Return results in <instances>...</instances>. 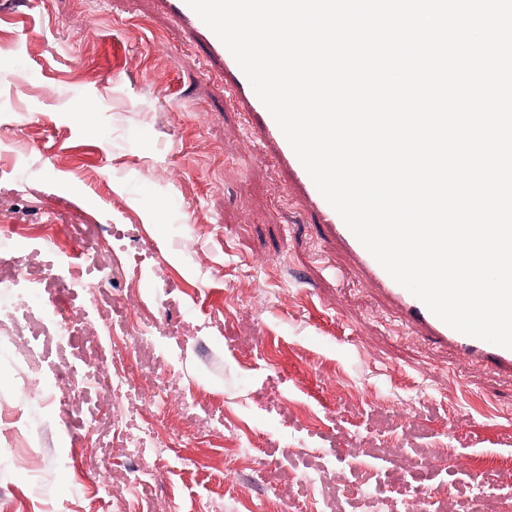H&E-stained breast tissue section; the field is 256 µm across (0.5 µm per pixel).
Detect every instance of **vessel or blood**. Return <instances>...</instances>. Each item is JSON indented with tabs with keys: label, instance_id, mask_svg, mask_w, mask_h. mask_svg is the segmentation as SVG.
I'll return each instance as SVG.
<instances>
[{
	"label": "vessel or blood",
	"instance_id": "vessel-or-blood-1",
	"mask_svg": "<svg viewBox=\"0 0 512 512\" xmlns=\"http://www.w3.org/2000/svg\"><path fill=\"white\" fill-rule=\"evenodd\" d=\"M160 4L165 14L177 23L186 40L205 47L211 64L224 75V89L231 102L245 116L246 134L257 142L262 155L275 160L288 188L299 198L305 212L314 217L322 237L334 243L337 252L347 257L349 268L358 281L374 290L397 312L409 333L428 338L462 362L484 365L495 374H512V349L452 329L387 274L319 193L274 118L223 43L185 0H160Z\"/></svg>",
	"mask_w": 512,
	"mask_h": 512
}]
</instances>
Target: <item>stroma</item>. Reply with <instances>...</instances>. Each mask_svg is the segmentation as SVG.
Returning <instances> with one entry per match:
<instances>
[{"instance_id":"1","label":"stroma","mask_w":512,"mask_h":512,"mask_svg":"<svg viewBox=\"0 0 512 512\" xmlns=\"http://www.w3.org/2000/svg\"><path fill=\"white\" fill-rule=\"evenodd\" d=\"M48 224L112 282L84 329L47 340L45 361L83 357L103 385L61 386L64 410L43 408L21 398L17 344L0 339V408H21L46 460L32 493L0 434L6 502L206 512L220 496L224 512H360L369 493L431 492L435 512H497L512 492V379L408 334L353 276H332L344 257L155 0H0V250L27 255ZM132 315L126 341L101 346ZM122 412L171 447H134L113 430ZM138 468L159 476L132 488ZM95 472L110 485L101 502L81 479Z\"/></svg>"}]
</instances>
